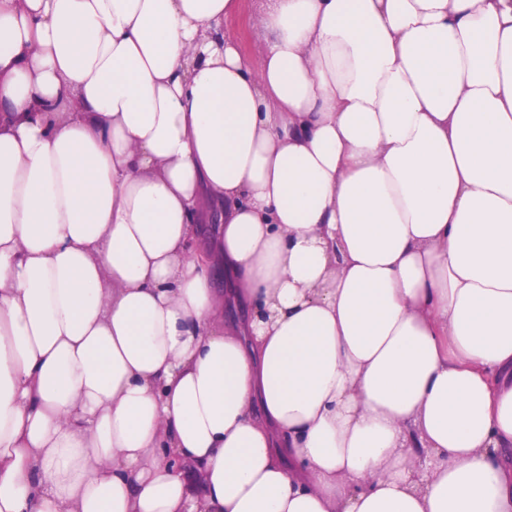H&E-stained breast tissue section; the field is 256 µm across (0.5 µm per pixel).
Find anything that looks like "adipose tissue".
Masks as SVG:
<instances>
[{
  "mask_svg": "<svg viewBox=\"0 0 512 512\" xmlns=\"http://www.w3.org/2000/svg\"><path fill=\"white\" fill-rule=\"evenodd\" d=\"M235 4L0 0V512H512V0ZM257 0H241L237 14L224 23V33L234 36L240 43L243 53L255 57L265 38L260 23Z\"/></svg>",
  "mask_w": 512,
  "mask_h": 512,
  "instance_id": "adipose-tissue-1",
  "label": "adipose tissue"
}]
</instances>
